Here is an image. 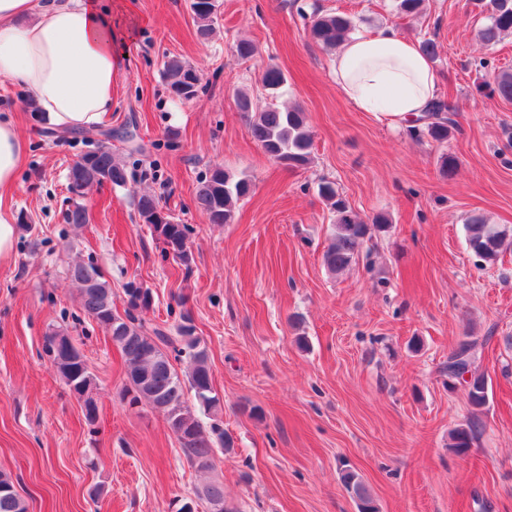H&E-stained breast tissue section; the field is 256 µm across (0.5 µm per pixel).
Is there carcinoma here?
Listing matches in <instances>:
<instances>
[{"label": "carcinoma", "mask_w": 512, "mask_h": 512, "mask_svg": "<svg viewBox=\"0 0 512 512\" xmlns=\"http://www.w3.org/2000/svg\"><path fill=\"white\" fill-rule=\"evenodd\" d=\"M480 13L487 14V23L479 29L480 41L493 46L507 35H512V0H474ZM191 8L198 24V32L207 37L212 31L215 0H192ZM353 18L344 12L324 13L314 9L309 25L311 38L326 49H334L354 30ZM164 78L172 95L189 99L195 95L199 82L197 72L182 61L172 58L164 63ZM284 73L270 66L261 76L262 86L276 98L286 84ZM489 96L512 102V71L503 70L485 84ZM237 106L248 118V132L264 152L275 161L290 168L309 164L313 140L307 129L304 112L298 107L282 109L271 102L258 106L252 97L241 92ZM412 132L422 133L431 140L442 143L456 127L455 109L445 99L432 102L428 111L414 120ZM103 140L93 151L89 162H74L68 174L82 180L85 185L109 182L117 187L128 184L124 164L112 152V131H102ZM251 182L236 178L222 168L212 170L199 183L196 199L212 224H229L234 219L238 201L248 196ZM318 194L336 213L333 233L322 261L331 274L344 271L356 259L371 228L384 230L389 219L377 214L371 221L359 217L338 193L336 184L328 179L318 183ZM135 207L139 219L149 225L157 240L162 243V253L170 255L185 267H190L192 255L188 247L189 228L162 214L155 196L143 193L136 197ZM466 242L481 260L495 264L502 253L512 251V229L488 224L480 216L470 217L464 224ZM72 282L79 287L81 305L85 314L101 325L112 343L120 348L127 366L125 392L131 395L130 403L141 400L162 413L171 431L180 442L187 462L198 471L213 468L216 452L233 450V440L224 432L220 419L223 405L212 392V369L208 349L196 334L193 319L187 313L180 314L175 327L176 335L161 330H148L133 310L125 315L113 308L112 287L101 271L93 264L74 263L68 270ZM479 346L478 339L468 335L457 349L448 356V376L463 372L471 375L472 383L467 398L473 410L483 408L488 400V380L483 374L471 370L473 356ZM45 351L70 391L77 396L87 395L84 401L86 418H97V405L89 392L95 380L89 365L81 360L83 353L72 337L63 331H55L46 337ZM188 355L190 371L181 378L172 363V356ZM194 391L196 401L211 423L204 425L199 416L185 401V388ZM480 433V422L474 419L449 432L450 447L460 455L468 453ZM341 482L355 499L359 512H379L376 500L363 478L355 471L345 469ZM0 512H28L25 501L15 489L10 474L0 471Z\"/></svg>", "instance_id": "1"}]
</instances>
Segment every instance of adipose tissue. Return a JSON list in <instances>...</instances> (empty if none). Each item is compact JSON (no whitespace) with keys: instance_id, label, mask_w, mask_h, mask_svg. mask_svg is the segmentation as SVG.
Wrapping results in <instances>:
<instances>
[{"instance_id":"ef3b65f1","label":"adipose tissue","mask_w":512,"mask_h":512,"mask_svg":"<svg viewBox=\"0 0 512 512\" xmlns=\"http://www.w3.org/2000/svg\"><path fill=\"white\" fill-rule=\"evenodd\" d=\"M132 31L110 0H0V78L22 82L45 123L92 127L112 109L118 47ZM329 74L341 97L393 127L422 116L440 95L431 60L388 28L349 35ZM26 144L0 118V193L16 185Z\"/></svg>"}]
</instances>
